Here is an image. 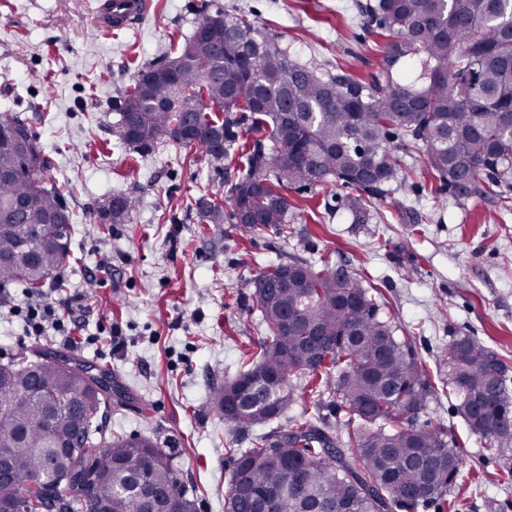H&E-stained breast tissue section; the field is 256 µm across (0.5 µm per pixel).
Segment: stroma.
Masks as SVG:
<instances>
[{
  "label": "stroma",
  "instance_id": "1",
  "mask_svg": "<svg viewBox=\"0 0 512 512\" xmlns=\"http://www.w3.org/2000/svg\"><path fill=\"white\" fill-rule=\"evenodd\" d=\"M360 2L150 0L139 25L111 34L93 23L92 0H0V111L27 110L44 146V178L65 192L71 258L47 285L54 299L71 300L84 325L80 336L33 341L0 305V363L43 350L111 369L128 398L113 404L108 431L154 436L169 448L196 512H224L229 451L252 440L227 430L210 389L235 376L241 350L263 336L255 274L294 257L343 266L374 284L381 315L409 338L436 385L419 420L443 427L461 458L451 496L462 512H512V484L498 482L497 452L469 437L442 360L453 338L468 336L512 376V210L430 195L417 144L406 156L410 180L393 185L365 222L346 206L351 189L333 182L289 190L294 237L272 229L252 237L229 217L200 223L195 206L227 193L239 162L210 164L171 144L140 153L112 134L122 93L142 68L169 60L170 36L191 34L205 3L244 12L292 59L370 81L384 48ZM119 194L139 205L129 221L106 223L99 213ZM110 321L121 325L127 347L112 350L106 338L85 343L84 334Z\"/></svg>",
  "mask_w": 512,
  "mask_h": 512
}]
</instances>
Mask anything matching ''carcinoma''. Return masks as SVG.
<instances>
[{
    "instance_id": "carcinoma-1",
    "label": "carcinoma",
    "mask_w": 512,
    "mask_h": 512,
    "mask_svg": "<svg viewBox=\"0 0 512 512\" xmlns=\"http://www.w3.org/2000/svg\"><path fill=\"white\" fill-rule=\"evenodd\" d=\"M377 34L392 38L380 75L319 73L292 59L276 37L241 13L202 5L193 32L176 44L165 86L141 71L123 94L112 133L135 150L160 143L195 148L220 163L239 151L245 167L231 186V216L250 235H294L288 188L336 181L366 205L409 178L405 153L420 142L436 192L478 195L512 207V0H376L361 6ZM418 57L426 83L390 80ZM16 144L0 149V204L24 205L19 223L48 237L25 263L11 260L17 230L0 221V288L37 294L70 251L63 193L43 178L47 159L28 118L0 113ZM253 140L242 139V132ZM401 142L393 144L394 137ZM137 207L119 195L103 209L117 224ZM206 224L224 222V196L197 202ZM61 215L62 233L48 223ZM265 328L239 373L210 391L215 414L234 433L263 428L295 402L296 384L342 415L346 437L306 413L234 448L224 512H419L447 501L461 460L442 429L418 423L432 393L410 342L352 275L293 258L255 276ZM59 355L25 354L0 364V448L14 458L0 477V502L18 512H194L171 453L150 436H106L110 395L59 367ZM448 385L480 443L512 446V389L502 361L461 336L448 344ZM38 377L41 395H27Z\"/></svg>"
}]
</instances>
